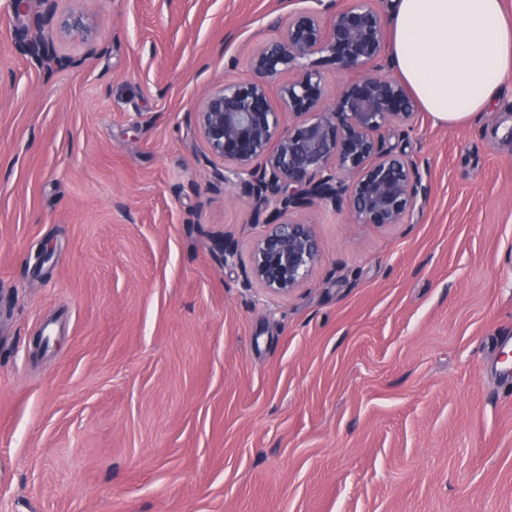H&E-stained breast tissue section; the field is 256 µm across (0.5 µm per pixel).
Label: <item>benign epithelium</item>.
<instances>
[{
	"mask_svg": "<svg viewBox=\"0 0 512 512\" xmlns=\"http://www.w3.org/2000/svg\"><path fill=\"white\" fill-rule=\"evenodd\" d=\"M51 14L57 0H12L16 24L29 31L32 2ZM322 11L293 14L251 59L254 79L209 89L194 109L195 127L209 156L222 164L219 182L232 188L261 227L241 287L259 285L288 295L320 260L312 225L297 214L314 205L347 204L359 224H400L427 196L414 163L386 145V132L405 127L414 103L405 87L383 74L386 33L377 0H317ZM329 14L328 22L321 13ZM321 54L363 72L326 103L321 73L308 57ZM279 105L270 90L282 74ZM294 115L284 127L280 111Z\"/></svg>",
	"mask_w": 512,
	"mask_h": 512,
	"instance_id": "1",
	"label": "benign epithelium"
}]
</instances>
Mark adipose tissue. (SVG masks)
I'll return each mask as SVG.
<instances>
[{"instance_id": "1", "label": "adipose tissue", "mask_w": 512, "mask_h": 512, "mask_svg": "<svg viewBox=\"0 0 512 512\" xmlns=\"http://www.w3.org/2000/svg\"><path fill=\"white\" fill-rule=\"evenodd\" d=\"M389 55L419 107L468 121L512 80V17L502 0H396Z\"/></svg>"}]
</instances>
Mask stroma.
I'll return each instance as SVG.
<instances>
[{"instance_id": "1", "label": "stroma", "mask_w": 512, "mask_h": 512, "mask_svg": "<svg viewBox=\"0 0 512 512\" xmlns=\"http://www.w3.org/2000/svg\"><path fill=\"white\" fill-rule=\"evenodd\" d=\"M317 8L58 0L60 68L0 0V512H512L511 88L392 130L402 223L303 211L305 284L240 285L259 229L193 109Z\"/></svg>"}]
</instances>
